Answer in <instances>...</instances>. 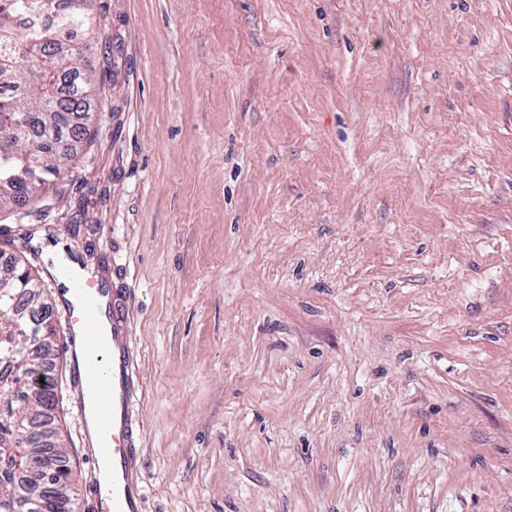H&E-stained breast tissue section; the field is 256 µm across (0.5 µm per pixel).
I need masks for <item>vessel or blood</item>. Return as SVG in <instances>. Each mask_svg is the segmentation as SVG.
<instances>
[{
    "label": "vessel or blood",
    "instance_id": "1",
    "mask_svg": "<svg viewBox=\"0 0 512 512\" xmlns=\"http://www.w3.org/2000/svg\"><path fill=\"white\" fill-rule=\"evenodd\" d=\"M47 272L61 283L59 300L69 314L67 362L78 379L85 453L94 464L88 491L106 512H143L129 313L105 281L65 263L49 264Z\"/></svg>",
    "mask_w": 512,
    "mask_h": 512
}]
</instances>
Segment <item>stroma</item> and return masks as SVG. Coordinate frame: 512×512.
I'll return each mask as SVG.
<instances>
[{"label":"stroma","mask_w":512,"mask_h":512,"mask_svg":"<svg viewBox=\"0 0 512 512\" xmlns=\"http://www.w3.org/2000/svg\"><path fill=\"white\" fill-rule=\"evenodd\" d=\"M93 6L38 203L127 290L145 512H512V0Z\"/></svg>","instance_id":"35a3bbf8"}]
</instances>
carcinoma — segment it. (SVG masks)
<instances>
[{"mask_svg":"<svg viewBox=\"0 0 512 512\" xmlns=\"http://www.w3.org/2000/svg\"><path fill=\"white\" fill-rule=\"evenodd\" d=\"M73 0H0V210L16 211L22 224L27 209L92 139L78 118L90 111L95 80L74 53L76 36L92 39L96 17L92 0L81 11ZM16 283L12 297L0 300V369L30 367L29 342L16 335L11 308L37 312L41 282L22 257L0 266V282ZM46 357L43 383L28 388L23 378L10 385L23 393L0 399V512H72L73 469L61 444L49 446L56 405L55 379ZM56 466L53 483L42 486L36 461Z\"/></svg>","mask_w":512,"mask_h":512,"instance_id":"obj_1","label":"carcinoma"}]
</instances>
